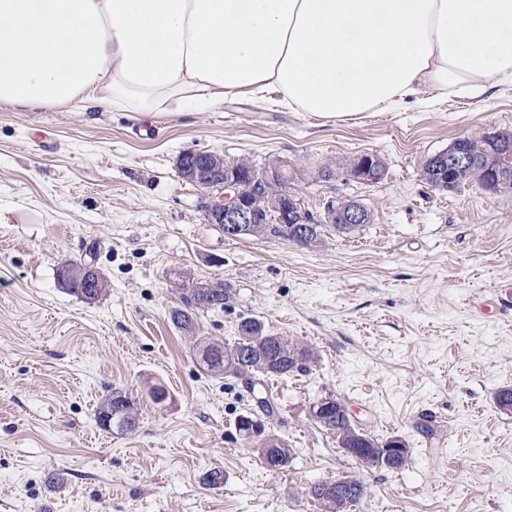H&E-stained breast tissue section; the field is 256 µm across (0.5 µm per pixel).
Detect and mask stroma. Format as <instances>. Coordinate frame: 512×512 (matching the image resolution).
Segmentation results:
<instances>
[{"label":"stroma","instance_id":"obj_1","mask_svg":"<svg viewBox=\"0 0 512 512\" xmlns=\"http://www.w3.org/2000/svg\"><path fill=\"white\" fill-rule=\"evenodd\" d=\"M423 97L348 121L246 100L138 117L0 106V512H322L307 488L346 475L366 485L350 512H512V411L494 404L512 388V189L422 176L456 139L512 132V85ZM186 151L280 163L315 218L342 198L371 221L314 248L226 239L178 173ZM363 154L380 182L347 175ZM90 255L108 281L93 300L56 276ZM177 271L233 286L199 335L234 341L253 316L312 350L306 371L269 379L274 417L172 325ZM115 388L136 402L134 432L97 424ZM328 396L367 434L402 438L406 465L360 469L309 415ZM243 415L287 442L288 468L264 466ZM213 469L217 489L202 483Z\"/></svg>","mask_w":512,"mask_h":512}]
</instances>
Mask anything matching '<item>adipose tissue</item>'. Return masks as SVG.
Returning <instances> with one entry per match:
<instances>
[{
  "label": "adipose tissue",
  "mask_w": 512,
  "mask_h": 512,
  "mask_svg": "<svg viewBox=\"0 0 512 512\" xmlns=\"http://www.w3.org/2000/svg\"><path fill=\"white\" fill-rule=\"evenodd\" d=\"M512 85V0H0V105L345 118Z\"/></svg>",
  "instance_id": "ef3b65f1"
}]
</instances>
